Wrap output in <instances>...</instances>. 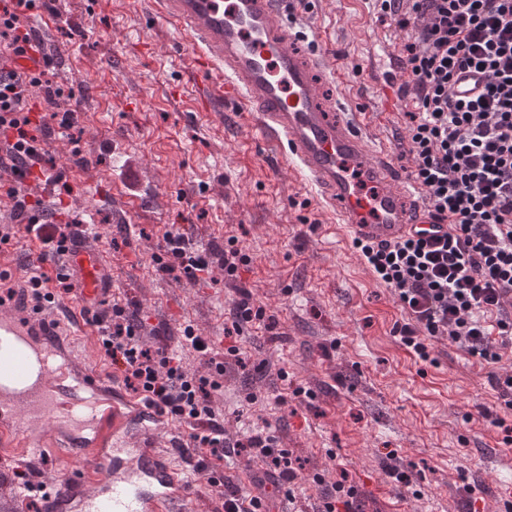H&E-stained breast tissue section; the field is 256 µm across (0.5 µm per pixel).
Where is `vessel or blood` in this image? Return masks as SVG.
Returning a JSON list of instances; mask_svg holds the SVG:
<instances>
[{
    "instance_id": "obj_1",
    "label": "vessel or blood",
    "mask_w": 512,
    "mask_h": 512,
    "mask_svg": "<svg viewBox=\"0 0 512 512\" xmlns=\"http://www.w3.org/2000/svg\"><path fill=\"white\" fill-rule=\"evenodd\" d=\"M298 0H157L156 16L189 37L200 68V100L211 110L244 102L262 135L281 151L283 168L312 186L322 208L352 237L397 241L433 222L421 190L396 163L398 141L374 145L365 113L349 111L344 93L325 102L314 72L337 81L324 52L301 55L311 21ZM367 70L377 85L399 82L392 52ZM467 73L451 90L471 99L483 89ZM57 270L78 281L75 301L34 312L0 300V446L30 450L48 440L88 456L90 467L48 494L50 512H182L186 485L176 462L157 449L162 417L105 384L77 362L70 342L94 336L86 310L112 289V269L85 242L67 244Z\"/></svg>"
}]
</instances>
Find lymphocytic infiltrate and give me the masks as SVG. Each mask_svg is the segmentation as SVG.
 Segmentation results:
<instances>
[{"label":"lymphocytic infiltrate","instance_id":"f902f5d3","mask_svg":"<svg viewBox=\"0 0 512 512\" xmlns=\"http://www.w3.org/2000/svg\"><path fill=\"white\" fill-rule=\"evenodd\" d=\"M381 12L400 28H412L405 46V71L415 87L407 153L410 175L424 192L435 220L395 243L356 241L376 279L390 289L404 317L393 333L420 360L430 361L435 340L445 338L494 368L502 360L498 341L512 342V0H378ZM45 0H0V171L14 218L45 254L63 245L66 224L45 222L41 199L27 183L40 171L43 141L36 101L59 107V125L71 130L74 109L64 92L41 72L16 66L19 56L43 55L26 22ZM467 71L482 74L484 89L473 100H455L452 86ZM160 271L195 280L209 271V253L193 252L175 228L163 235ZM33 269L24 292L35 310L60 304L76 283L59 278L55 290ZM101 347L126 389L145 407L192 425V447L225 455L249 448L272 478L291 482L292 462L275 435L256 432L232 438L210 400L218 381L186 371L180 353L208 355V341L185 326L179 349L146 347L138 324L120 303L96 318Z\"/></svg>","mask_w":512,"mask_h":512}]
</instances>
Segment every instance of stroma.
<instances>
[{
  "label": "stroma",
  "instance_id": "stroma-1",
  "mask_svg": "<svg viewBox=\"0 0 512 512\" xmlns=\"http://www.w3.org/2000/svg\"><path fill=\"white\" fill-rule=\"evenodd\" d=\"M310 13L345 93L378 134L406 136L408 117L387 111L388 93L362 68L380 46L402 53L410 30L375 0H311ZM30 28L54 58L48 80L77 109L71 136L47 145V173L71 187V217L97 224L111 296L138 314L148 346L158 344L155 328L177 337L190 324L216 361L238 347L241 361L227 362L212 405L229 434L269 432L287 449L296 478L276 503L316 512L325 487L341 482L356 491L353 512H502L512 502V443L504 441L512 409L487 368L445 340L434 345L433 365L401 344L391 292L303 180L279 170L276 147L242 106L225 103L218 119L197 106L188 36L156 19L152 0H51ZM127 164L140 178L122 240L117 211L126 200L114 188ZM173 226L196 248L235 239L248 262L230 277L218 252L202 280L175 281L153 260ZM243 288L265 316L237 335L229 309ZM192 457L244 494L262 467L247 450L219 461L196 448ZM392 459L410 475L409 491L386 471ZM88 465L62 448L1 455L0 512H41L39 501L19 496L16 472L51 487Z\"/></svg>",
  "mask_w": 512,
  "mask_h": 512
}]
</instances>
